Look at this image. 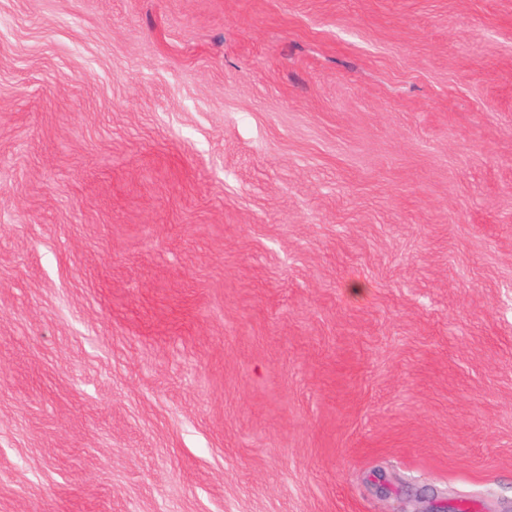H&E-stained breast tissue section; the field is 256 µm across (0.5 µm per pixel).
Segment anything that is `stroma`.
<instances>
[{
  "label": "stroma",
  "mask_w": 512,
  "mask_h": 512,
  "mask_svg": "<svg viewBox=\"0 0 512 512\" xmlns=\"http://www.w3.org/2000/svg\"><path fill=\"white\" fill-rule=\"evenodd\" d=\"M0 512H512V0H0Z\"/></svg>",
  "instance_id": "stroma-1"
}]
</instances>
